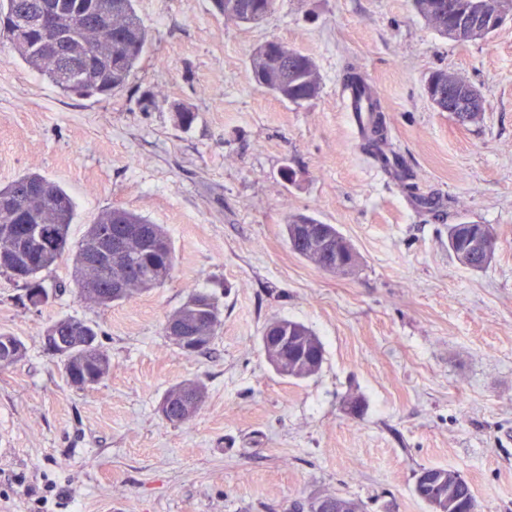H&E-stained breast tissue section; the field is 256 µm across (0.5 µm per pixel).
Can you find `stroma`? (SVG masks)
<instances>
[{
  "label": "stroma",
  "instance_id": "stroma-1",
  "mask_svg": "<svg viewBox=\"0 0 512 512\" xmlns=\"http://www.w3.org/2000/svg\"><path fill=\"white\" fill-rule=\"evenodd\" d=\"M137 8L151 43L111 100L64 95L0 57V187L39 172L75 202L71 242L120 206L163 225L177 257L172 279L108 309L80 297L67 256L45 306L0 275V332L26 347L0 368V512H288L325 492L364 512H429L413 490L424 466L457 470L477 512H512V22L455 41L412 0H276L258 25L210 0ZM268 40L314 60L317 97L255 84L249 59ZM350 66L378 94L395 168L346 107ZM436 70L480 92L478 121L436 108ZM179 106L197 114L190 129ZM300 215L335 225L358 267L332 274L293 253L286 219ZM472 222L498 236L479 271L448 249L449 225ZM195 289L222 325L187 354L162 326ZM67 316L98 323L112 361L83 390L44 350ZM283 318L321 339L316 374L268 364L260 337ZM188 380L205 402L169 425L159 404Z\"/></svg>",
  "mask_w": 512,
  "mask_h": 512
}]
</instances>
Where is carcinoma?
Instances as JSON below:
<instances>
[{"mask_svg":"<svg viewBox=\"0 0 512 512\" xmlns=\"http://www.w3.org/2000/svg\"><path fill=\"white\" fill-rule=\"evenodd\" d=\"M215 12L227 21L259 24L273 11L275 0H211ZM137 0H0V16L14 19L13 32L0 28V48L15 54L29 68L44 76L53 86L67 95L110 99L128 84L131 73L139 65L149 43V32L137 12ZM417 12L440 34L448 29L459 11L473 0H413ZM250 70L260 85L280 84V98L299 104L313 99L320 90L321 78L314 61L288 45L274 41L263 53H253ZM345 87L352 91L355 111L360 102L367 101L365 136L377 156L387 160L386 137L382 135L383 120L374 90L354 68H347ZM436 106L448 109V72L432 73L426 84ZM22 194L26 209L22 216L7 220L6 201ZM75 217L71 196L59 184L37 173H25L0 187V225L10 222L13 234L0 236V255L9 254L29 281L44 291L45 301L56 296V290L45 285L42 272L63 257L69 250V229ZM94 223L106 230L103 237L87 227L74 255V284L80 296L102 308H110L136 294L148 292L168 281L176 267V255L170 239L160 224L122 207L101 212ZM44 227L45 234L36 238L28 233V225ZM288 245L301 258L330 272L329 253L352 257L353 245L333 224H321L313 218L287 219ZM327 238L330 248L319 245ZM121 238L125 250L120 257L107 261L111 239ZM448 248L456 255L463 254L472 269L489 264L487 256L469 246L467 234L448 226ZM168 320L187 322L191 342L196 351L208 349L221 325V313L212 295L192 291L187 300ZM76 319H56L62 343H45L46 350L63 363L67 383L72 386H93L109 374L111 358L104 350L99 336L101 329L92 321L81 322L74 331ZM276 324L288 329L309 357L300 359L290 354L274 352L269 343H262L268 363L283 376L302 379L319 370L317 362L323 356L320 339L301 323L279 319ZM23 342L15 336L0 332V367L9 366L24 358ZM175 401L194 404L199 412L205 398V388L194 381L182 382L167 391ZM459 473L451 468L422 467L414 478L419 480L421 499L434 512H473L476 498L471 487L457 482ZM306 512H363L362 504L351 498L326 493L309 500Z\"/></svg>","mask_w":512,"mask_h":512,"instance_id":"cac0c4a2","label":"carcinoma"}]
</instances>
